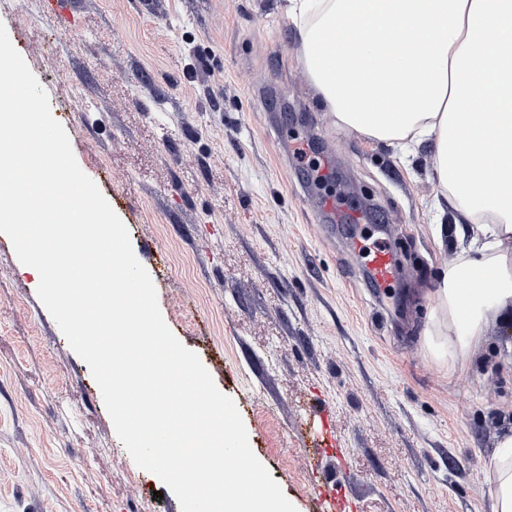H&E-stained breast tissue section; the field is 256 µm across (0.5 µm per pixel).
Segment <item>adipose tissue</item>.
I'll use <instances>...</instances> for the list:
<instances>
[{"label":"adipose tissue","mask_w":512,"mask_h":512,"mask_svg":"<svg viewBox=\"0 0 512 512\" xmlns=\"http://www.w3.org/2000/svg\"><path fill=\"white\" fill-rule=\"evenodd\" d=\"M285 13L337 127L431 155L462 245L433 292L431 344L456 366L488 324L512 325V0H286ZM485 467L491 512H512V428Z\"/></svg>","instance_id":"ef3b65f1"}]
</instances>
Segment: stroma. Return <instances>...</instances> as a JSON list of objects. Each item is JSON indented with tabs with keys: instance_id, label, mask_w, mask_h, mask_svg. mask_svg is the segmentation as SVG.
<instances>
[{
	"instance_id": "stroma-1",
	"label": "stroma",
	"mask_w": 512,
	"mask_h": 512,
	"mask_svg": "<svg viewBox=\"0 0 512 512\" xmlns=\"http://www.w3.org/2000/svg\"><path fill=\"white\" fill-rule=\"evenodd\" d=\"M72 2L71 32L30 0H0V24L155 275L168 328L234 400L297 512H322L321 482L355 512H489L484 459L512 426L508 337L490 324L452 368L427 345L432 291L457 254L434 241L452 217L433 207L428 158L401 163L334 125L285 0ZM328 197L339 215L320 212ZM366 209L377 223H350ZM360 234L397 248L399 284L365 281L347 248ZM20 267L0 233V512H181L137 469ZM316 402L344 450L317 468Z\"/></svg>"
}]
</instances>
